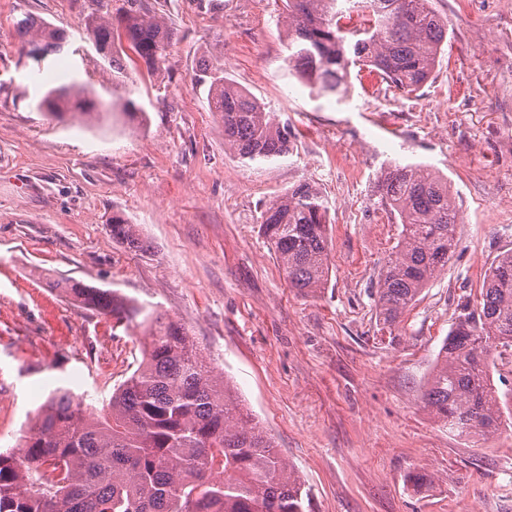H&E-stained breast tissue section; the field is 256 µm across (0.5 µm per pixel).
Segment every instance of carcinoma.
I'll list each match as a JSON object with an SVG mask.
<instances>
[{
  "instance_id": "cac0c4a2",
  "label": "carcinoma",
  "mask_w": 512,
  "mask_h": 512,
  "mask_svg": "<svg viewBox=\"0 0 512 512\" xmlns=\"http://www.w3.org/2000/svg\"><path fill=\"white\" fill-rule=\"evenodd\" d=\"M286 0L288 62L319 96L346 93L349 67L361 64L406 95L429 81L448 43V21L430 0ZM24 44L43 53L67 43V32L26 16L15 23ZM106 79L73 75L47 90L39 106L62 116L101 105L98 91L133 66L168 72L175 37L148 0H122L85 22ZM126 41L128 50H117ZM208 108L222 120L224 149L242 161L288 155L291 131L247 91L205 64ZM401 230L379 274L377 321L392 329L427 284L448 266L457 211L448 181L421 165H392L376 185ZM325 196L299 184L261 213V231L288 284L309 292L329 278ZM112 237L142 247L136 226L113 216ZM77 305L118 323L142 318L151 342L138 367L112 392L100 414L60 385L51 391L19 449L0 453V512H309L310 494L272 436L252 423L224 377L215 373L185 328L115 291L72 278L52 283ZM512 348V250L486 272L476 308L463 307L437 355L422 395L424 408L460 433L497 432L503 407L489 378L492 345Z\"/></svg>"
}]
</instances>
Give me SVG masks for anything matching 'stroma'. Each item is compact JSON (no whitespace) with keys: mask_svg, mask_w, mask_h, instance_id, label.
Returning a JSON list of instances; mask_svg holds the SVG:
<instances>
[{"mask_svg":"<svg viewBox=\"0 0 512 512\" xmlns=\"http://www.w3.org/2000/svg\"><path fill=\"white\" fill-rule=\"evenodd\" d=\"M432 5L448 45L427 84L406 95L354 73L338 100L289 74L283 0H156L177 32L168 77L133 72L141 114L113 110L106 93L86 124L36 103L93 70L95 51L76 49L96 0H0V451L17 449L44 385L65 381L97 413L142 359V328L49 285L72 277L184 325L273 435L311 512H512V418L458 436L421 402L461 306L512 250V0ZM26 15L67 29L69 45L34 60L15 33ZM204 59L288 125L287 157L225 152L193 80ZM396 162L447 178L458 246L388 332L374 299L399 228L375 190ZM301 183L329 205L331 275L313 294L289 287L259 228ZM115 214L146 250L113 238Z\"/></svg>","mask_w":512,"mask_h":512,"instance_id":"obj_1","label":"stroma"}]
</instances>
